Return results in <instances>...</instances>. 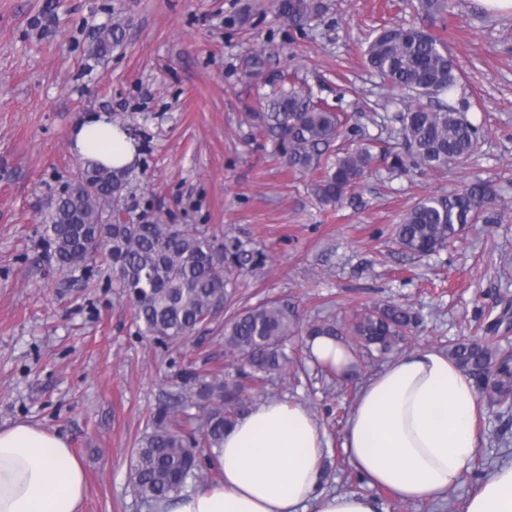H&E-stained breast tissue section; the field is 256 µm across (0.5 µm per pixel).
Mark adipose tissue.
Instances as JSON below:
<instances>
[{
  "label": "adipose tissue",
  "instance_id": "obj_1",
  "mask_svg": "<svg viewBox=\"0 0 512 512\" xmlns=\"http://www.w3.org/2000/svg\"><path fill=\"white\" fill-rule=\"evenodd\" d=\"M81 159L133 164L137 148L110 114L72 132ZM483 405L473 377L447 354L421 349L388 363L359 389L342 448L373 487L405 502L447 498L481 444ZM324 431L300 404L271 400L238 418L217 454L219 484L181 492L156 512H376L371 497L325 491ZM83 469L61 436L27 423L0 429V512H80ZM464 512H512V463L470 494Z\"/></svg>",
  "mask_w": 512,
  "mask_h": 512
}]
</instances>
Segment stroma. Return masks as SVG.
Wrapping results in <instances>:
<instances>
[{
    "label": "stroma",
    "mask_w": 512,
    "mask_h": 512,
    "mask_svg": "<svg viewBox=\"0 0 512 512\" xmlns=\"http://www.w3.org/2000/svg\"><path fill=\"white\" fill-rule=\"evenodd\" d=\"M306 31L278 15L276 0H0V427L28 422L63 437L84 467L82 512H154L133 489L130 456L150 417L182 392L189 371L236 365L224 324L237 308L271 297L301 317L344 323L369 303L394 302L422 325L394 356L446 351L512 308V13L482 0H451L431 26L468 78L460 94L481 139L468 161L447 168L375 173L341 206L321 205L308 175L284 167L275 145L245 120L283 71L296 72L329 103L355 113L362 137L397 145L401 109L366 63L380 25L409 24L418 0H320ZM121 18V43L88 55L99 27ZM270 58L248 77L254 48ZM105 111L137 144L122 216L160 211L168 224H198L245 247L264 245L263 269L236 268L230 304L187 340L158 343L142 326L112 269L59 271L43 240L52 198L79 163L71 131ZM482 179L506 210L450 248L405 253L395 231L424 196ZM287 351L303 378L273 375L264 399L305 405L324 429L323 481L330 491L376 500L378 512H462L476 485L512 462V415L485 411L483 442L447 500L406 503L372 487L348 465L341 434L361 383L384 359L358 358L339 378Z\"/></svg>",
    "instance_id": "1"
}]
</instances>
